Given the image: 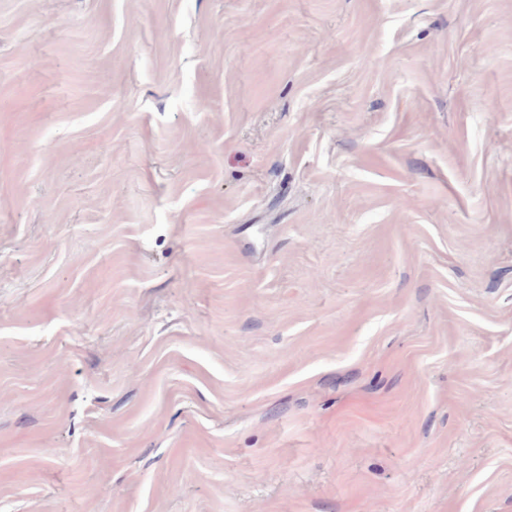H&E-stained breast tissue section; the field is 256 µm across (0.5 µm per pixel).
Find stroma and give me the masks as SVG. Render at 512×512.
Returning <instances> with one entry per match:
<instances>
[{
	"mask_svg": "<svg viewBox=\"0 0 512 512\" xmlns=\"http://www.w3.org/2000/svg\"><path fill=\"white\" fill-rule=\"evenodd\" d=\"M0 512H512V0H0Z\"/></svg>",
	"mask_w": 512,
	"mask_h": 512,
	"instance_id": "stroma-1",
	"label": "stroma"
}]
</instances>
